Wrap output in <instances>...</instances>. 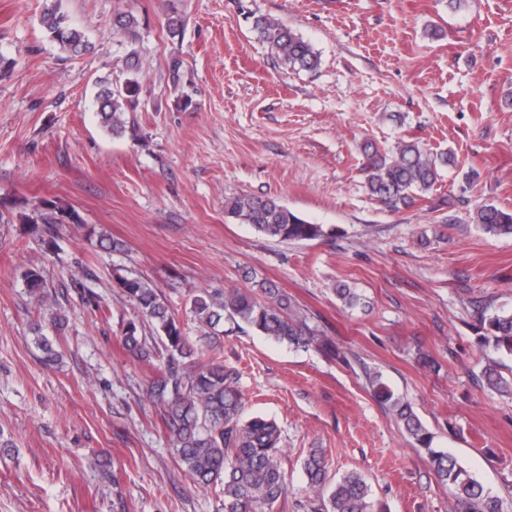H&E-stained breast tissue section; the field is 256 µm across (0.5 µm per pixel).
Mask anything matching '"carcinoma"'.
Returning <instances> with one entry per match:
<instances>
[{"label": "carcinoma", "mask_w": 512, "mask_h": 512, "mask_svg": "<svg viewBox=\"0 0 512 512\" xmlns=\"http://www.w3.org/2000/svg\"><path fill=\"white\" fill-rule=\"evenodd\" d=\"M41 25L50 40L67 54L78 56L89 47L81 28L65 24L58 0H47ZM253 28L281 63L292 69L317 68L319 56L312 45L280 22L258 16ZM182 67L183 61L172 57L168 81L180 90L177 107L187 111L195 104L183 90ZM126 71L129 76L119 85L110 77L100 79L94 96L100 123L114 136L126 132L125 114L134 108L143 92L137 77L138 63L128 62ZM451 162V154L430 152L413 140L399 142L392 151L370 144L365 151L364 171L370 193L382 204L396 208L412 204L430 192L441 177L440 171ZM58 211L59 207L47 202L19 215L23 223L40 232L48 250L56 246ZM224 215L232 224H249L262 235L280 241H309L336 234V228L311 223L274 197L240 195L225 204ZM475 222L486 235L512 236V210L484 204L477 210ZM24 279L30 297L39 308L49 311L50 322L62 325L63 317L50 311L44 271L32 267L24 273ZM252 280L254 291L226 288L200 292L192 298L191 312L207 329L214 330L228 320L297 349L318 341L317 330L299 316L287 294L255 273ZM118 284L141 318L152 326L154 344L139 334L140 323L128 322L123 346L141 360L160 358L161 366L150 382L148 396L172 434L173 451L185 473L198 487L219 490L224 497V512H274L287 494L281 434L276 422L261 416L244 417V394L234 374L216 356L207 361L200 358L151 281L120 276ZM336 294L349 308L361 304V296L347 284L339 285ZM478 322L483 330L484 381L492 390L507 392L512 383L500 371V358L512 357V308L482 306ZM35 333L43 364H60L62 354L42 334V324H37ZM369 385L374 397L426 451L438 480L454 498L457 512H502L497 497L486 491L452 454L433 446L434 436L411 404L396 395L380 374L370 376ZM304 469L308 512H377L361 474L348 472L329 481L323 449L308 451Z\"/></svg>", "instance_id": "1"}]
</instances>
